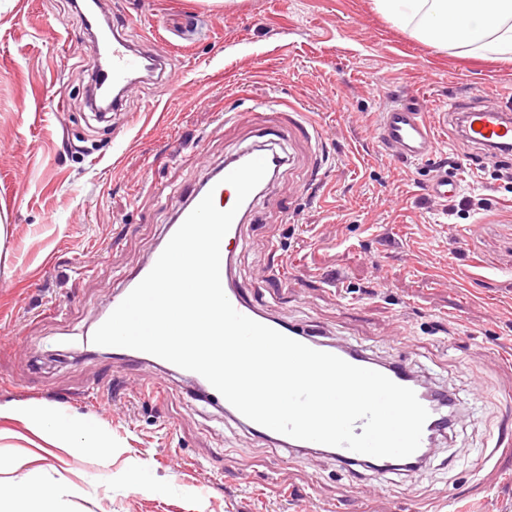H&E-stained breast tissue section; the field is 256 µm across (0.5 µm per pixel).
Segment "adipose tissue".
<instances>
[{"mask_svg": "<svg viewBox=\"0 0 512 512\" xmlns=\"http://www.w3.org/2000/svg\"><path fill=\"white\" fill-rule=\"evenodd\" d=\"M374 4L379 13L425 43L449 46L462 55L489 52L512 58V0H374ZM7 412L24 419L33 433L48 442L66 433L82 439L83 451L101 458L112 455L111 445L85 422L26 404L12 405Z\"/></svg>", "mask_w": 512, "mask_h": 512, "instance_id": "ef3b65f1", "label": "adipose tissue"}]
</instances>
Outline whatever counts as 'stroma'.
<instances>
[{
    "label": "stroma",
    "mask_w": 512,
    "mask_h": 512,
    "mask_svg": "<svg viewBox=\"0 0 512 512\" xmlns=\"http://www.w3.org/2000/svg\"><path fill=\"white\" fill-rule=\"evenodd\" d=\"M103 8L137 47L170 55L179 82L132 86L104 120L69 0H0V405L96 422L112 462L0 419L14 432L0 455L19 463L0 487L37 472L61 512H512V183L442 121L450 100L489 91L512 108V61L423 43L373 0ZM272 98L312 127H287L289 162L243 228L235 278L270 316L453 395L456 420L419 470L287 452L199 401L188 379L150 395L154 365L87 344L185 197L255 141ZM405 101L437 128L430 159L398 162L377 138ZM442 168L457 183L446 201L424 192Z\"/></svg>",
    "instance_id": "obj_1"
}]
</instances>
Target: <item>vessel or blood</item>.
I'll return each mask as SVG.
<instances>
[{
    "mask_svg": "<svg viewBox=\"0 0 512 512\" xmlns=\"http://www.w3.org/2000/svg\"><path fill=\"white\" fill-rule=\"evenodd\" d=\"M164 65V60L151 56L147 51L131 47L122 35L116 33L109 40L103 82L113 89L120 90L126 88L134 75L148 69L158 71L163 69ZM448 115L459 121L463 138L472 146L495 152L512 147V110L494 107L478 99H459L449 103ZM378 138L386 147L392 148L396 157L402 161L426 159L437 149L434 131L424 119L418 104L414 102L399 103L384 112L378 128ZM277 154V142L269 137L237 151L225 161L224 169L229 172L251 159L262 157L268 164L264 180L271 183L278 176L275 167ZM209 193L213 194L217 208H232L236 211L232 225L221 243L220 274L223 290L239 313L313 349L334 354L352 365L378 371L399 385L416 388L417 382L406 365L381 361L357 346L335 344L319 339L315 331L270 317L253 304L232 275V262L238 249L243 246L241 229L252 213L253 199L237 202L235 189L215 177L208 185L195 188L189 193L177 210L173 223L181 225ZM421 403L429 412L421 439L422 444L426 445L433 441L436 433L446 425L448 416L437 411L435 400L425 397ZM224 411L232 421L253 433L275 440L283 447L294 450L301 446L300 440L249 420L232 405H225Z\"/></svg>",
    "mask_w": 512,
    "mask_h": 512,
    "instance_id": "vessel-or-blood-1",
    "label": "vessel or blood"
}]
</instances>
